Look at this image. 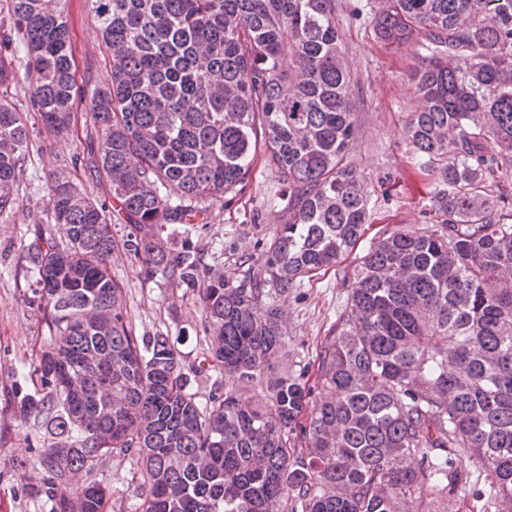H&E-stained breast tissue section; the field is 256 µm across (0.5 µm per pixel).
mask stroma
Returning <instances> with one entry per match:
<instances>
[{
  "mask_svg": "<svg viewBox=\"0 0 512 512\" xmlns=\"http://www.w3.org/2000/svg\"><path fill=\"white\" fill-rule=\"evenodd\" d=\"M364 2L336 0L356 119L349 160L362 178L371 210L360 242L365 248L388 229L423 224L434 182L414 166L404 132L408 117L418 107L410 80L418 61L417 49L379 38L368 16L357 11ZM65 12L73 30L77 84L105 82L107 53L85 0H66ZM9 94L17 109L26 113L32 133L15 201L11 209L0 213V512H49L48 504L29 495L28 489L44 478L33 458L49 447L50 441L43 431L21 423L7 397L23 367L36 359L49 335L41 312L29 302L31 290L23 278L26 246L36 225L47 221L49 173H67L97 195L103 189L89 171L73 164L90 127L86 102L76 101L72 131L62 136L47 129L39 114L30 111L25 81H18ZM283 188L275 171L257 161L242 195L215 202L203 222L186 225L190 243L204 252L211 264L223 268L226 277H239L247 260L258 257L263 243L281 224ZM354 267L353 257H346L278 297L288 339L285 369L295 371L314 363L346 302V275ZM112 273L125 288L127 315L136 334L178 338L185 360H198L204 329L197 294L158 278H146L138 264L124 258L114 261ZM21 455L28 456L30 462L18 470L13 462ZM139 468L134 455L105 462L99 474L109 492L105 512H134L147 493L139 481Z\"/></svg>",
  "mask_w": 512,
  "mask_h": 512,
  "instance_id": "stroma-1",
  "label": "stroma"
}]
</instances>
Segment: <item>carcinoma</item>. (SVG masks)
Segmentation results:
<instances>
[{
    "instance_id": "1",
    "label": "carcinoma",
    "mask_w": 512,
    "mask_h": 512,
    "mask_svg": "<svg viewBox=\"0 0 512 512\" xmlns=\"http://www.w3.org/2000/svg\"><path fill=\"white\" fill-rule=\"evenodd\" d=\"M61 4L11 0L29 101L61 134L88 100L83 162L108 198L52 177L50 223L27 245L49 338L11 400L53 439L31 495L104 512L98 471L135 454L149 489L135 512H409L455 494L465 457L480 496L512 512V0L369 8L382 38L422 50L405 134L436 187L424 225L358 257L314 372L297 374L274 372L275 298L336 266L370 218L336 0H87L109 77L80 90ZM15 80L0 66V213L29 145ZM261 157L287 185L285 218L230 281L178 225L244 193ZM117 255L198 289V363L135 334ZM212 371L235 385L201 405L189 385Z\"/></svg>"
}]
</instances>
